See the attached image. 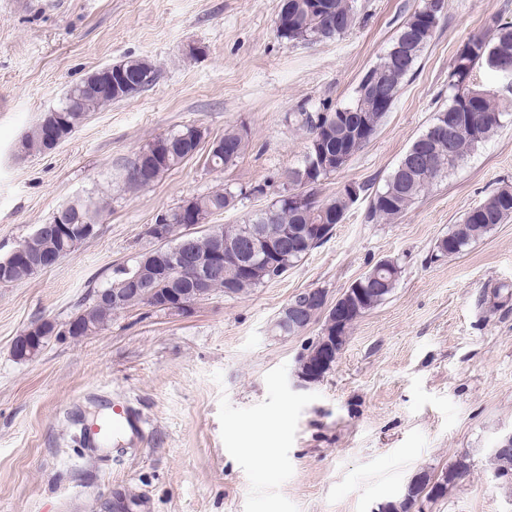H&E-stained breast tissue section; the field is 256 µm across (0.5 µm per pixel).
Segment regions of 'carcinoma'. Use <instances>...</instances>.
I'll return each instance as SVG.
<instances>
[{"label":"carcinoma","mask_w":512,"mask_h":512,"mask_svg":"<svg viewBox=\"0 0 512 512\" xmlns=\"http://www.w3.org/2000/svg\"><path fill=\"white\" fill-rule=\"evenodd\" d=\"M439 0H421L420 6L402 23L399 30L379 61L370 68L374 74L392 75V83L384 86L392 101H397L408 77L413 75L423 51L429 45L435 29L443 15L438 6ZM278 15L284 16L283 27L277 30L281 39L296 42H319L340 38L356 24L358 15L357 0H280ZM407 46L402 60L393 56V50L399 42ZM466 59L474 69L485 65L501 76H512V26H498L492 37L474 36L465 44ZM158 77V69L145 59L125 61L123 69L113 74L121 86L122 97L127 98L139 93L153 84ZM448 105L440 108L434 115L431 125H436L451 114L455 119L454 139L456 147L455 162L448 163V141H439L425 131L411 143L400 161L391 171L384 184L372 191L366 185L357 186L358 196L340 192L334 197L323 198L319 189H314V199L304 207L298 208L288 202V198L279 195L266 209L242 224H212L211 217L229 211L236 206L237 193L225 187L207 194L194 197L166 212L165 231L168 246L181 242L185 236L186 224L183 213L193 212V223L206 224L208 228L195 234L193 250L205 255L213 243V233L224 231V238H235L249 225H266L274 231L292 229L300 224H321L326 227L325 235L332 234L336 225L343 222L348 210L364 194L369 199L366 218L370 221H394L400 218L419 198H421L440 179L442 175L457 167V162L495 135L504 126L507 117L512 116V101L499 98L489 89L477 88L466 84L457 75L456 68L448 74ZM113 99L106 96H88L82 104L69 107L68 99H63L57 109L62 130L72 134L92 112H97ZM355 112L373 137L387 115L374 105L372 92L358 86L354 100L344 106H338L330 112H297L294 121L298 128L308 133V143L303 156L302 167L315 163L321 168L320 180L339 172L347 163L337 167L331 163L336 156V140L347 137L348 131L342 115ZM43 123H38L22 138L19 150L25 154H41ZM196 126H185L173 131L167 138L173 140V150L155 160L154 178H159L171 168L194 158L201 151L203 136H194ZM219 140L233 147V152L222 156L206 158L213 169H223L236 163L248 146V133L241 128H228ZM67 226L76 228L81 224H95L104 210L103 203L92 198H77L64 205ZM512 218V186L505 184L487 197L479 209L469 210L461 222L452 226L448 234L439 238L435 245V257H453L461 254L473 242L490 233L497 225ZM38 229L42 232V243L57 248L60 235V223L54 218ZM319 243L308 245L303 250L283 247L277 258L280 272L285 274L295 263L305 258ZM34 274L28 262L15 260L9 270L10 281H23ZM272 281L269 275H258L250 280L233 277V269H224V274L213 279L211 292H226L231 289L235 294L247 293ZM399 278L385 274L384 282L376 284L383 289L381 293H367L360 315H364L382 304L396 288ZM165 292L172 294L191 287L189 275L176 270ZM101 289L90 291L87 305L80 312V328L70 330L77 337L103 327L112 320V313L120 308L99 298ZM470 470L466 458L457 459L448 466L441 477L434 479L426 472L413 478L405 493L397 500L390 501L382 509L389 512H417L416 507L423 499L434 500L441 496L448 484L465 476Z\"/></svg>","instance_id":"1"}]
</instances>
